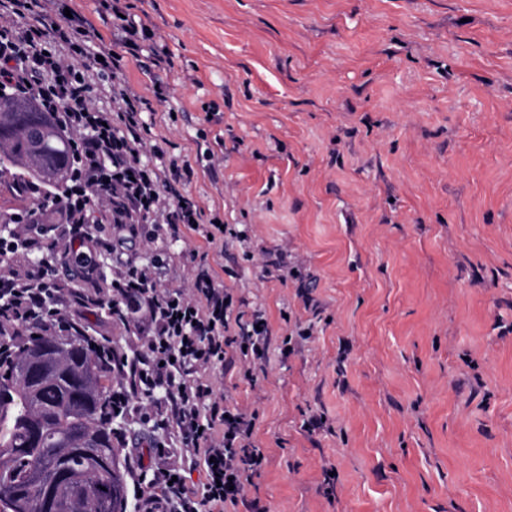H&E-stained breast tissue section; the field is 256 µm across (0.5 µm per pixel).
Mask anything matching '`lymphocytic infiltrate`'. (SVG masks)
Returning <instances> with one entry per match:
<instances>
[{
    "label": "lymphocytic infiltrate",
    "instance_id": "f902f5d3",
    "mask_svg": "<svg viewBox=\"0 0 512 512\" xmlns=\"http://www.w3.org/2000/svg\"><path fill=\"white\" fill-rule=\"evenodd\" d=\"M56 0H0V90L50 113L68 143L71 179L57 197L65 227L46 240L32 215H13L10 239L0 238V334L21 340L29 330L50 336L89 333L82 307L104 305L131 332V343L103 340V366L118 382L111 403L120 414L150 425L159 463L135 512H227L245 495L249 473L264 456L250 446L257 414L227 406L212 372L235 355L253 364L266 356L270 331L261 312L232 316L229 294L208 268L198 267L190 289L169 288L161 272L164 245L192 228L197 206L181 186L194 170L175 167L173 178L144 164L143 101L124 94L102 106L110 92L96 76L117 73L121 49L141 50L153 37L122 7L112 15L125 34L119 46L91 42L80 14L47 23ZM111 233H104V224ZM148 231L159 250L146 259L121 258L128 238ZM40 253L38 266L17 262L19 249ZM115 256L108 287H93L95 256ZM79 260L82 287L57 281L59 260ZM203 468L200 489H188L184 467Z\"/></svg>",
    "mask_w": 512,
    "mask_h": 512
}]
</instances>
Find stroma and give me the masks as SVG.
<instances>
[{"label": "stroma", "mask_w": 512, "mask_h": 512, "mask_svg": "<svg viewBox=\"0 0 512 512\" xmlns=\"http://www.w3.org/2000/svg\"><path fill=\"white\" fill-rule=\"evenodd\" d=\"M113 1L68 4L115 43ZM117 1L168 52L113 81L143 161L248 235L162 276L206 261L269 325L214 370L265 455L237 512H512V0Z\"/></svg>", "instance_id": "1"}]
</instances>
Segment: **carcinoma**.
<instances>
[{
	"mask_svg": "<svg viewBox=\"0 0 512 512\" xmlns=\"http://www.w3.org/2000/svg\"><path fill=\"white\" fill-rule=\"evenodd\" d=\"M71 158L50 116L26 102L0 97V183L29 195L31 178L57 190L70 177ZM43 197L32 208L38 224H53ZM54 347L46 378L30 386L16 375L32 347ZM112 375L101 368L93 346L38 334L7 363L0 361V512H46L47 481L55 469L79 472L80 492L63 512H126L111 489L125 487L112 446L116 419L104 415Z\"/></svg>",
	"mask_w": 512,
	"mask_h": 512,
	"instance_id": "1",
	"label": "carcinoma"
}]
</instances>
